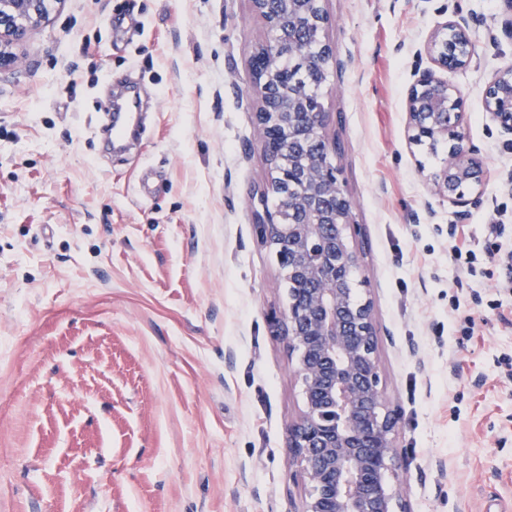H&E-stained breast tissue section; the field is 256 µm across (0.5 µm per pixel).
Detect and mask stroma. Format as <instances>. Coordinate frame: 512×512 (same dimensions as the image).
Segmentation results:
<instances>
[{
	"instance_id": "1",
	"label": "stroma",
	"mask_w": 512,
	"mask_h": 512,
	"mask_svg": "<svg viewBox=\"0 0 512 512\" xmlns=\"http://www.w3.org/2000/svg\"><path fill=\"white\" fill-rule=\"evenodd\" d=\"M323 6L332 160L400 413L395 483L411 512L512 505V280L487 258L512 252V143L483 102L512 65V41L488 43L500 4ZM456 12L476 54L451 80L489 171L462 221L425 180L445 149L406 117L419 49ZM264 37L250 0H51L0 71V512H299L287 427L303 398L268 323L287 299L252 228ZM126 81L145 119L109 159L92 131ZM464 239L470 266L449 258Z\"/></svg>"
}]
</instances>
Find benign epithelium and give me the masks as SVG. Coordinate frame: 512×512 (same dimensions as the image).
Wrapping results in <instances>:
<instances>
[{
  "label": "benign epithelium",
  "mask_w": 512,
  "mask_h": 512,
  "mask_svg": "<svg viewBox=\"0 0 512 512\" xmlns=\"http://www.w3.org/2000/svg\"><path fill=\"white\" fill-rule=\"evenodd\" d=\"M265 40L251 55L256 125L269 170L252 194L253 232L273 255L288 305L270 322L296 355L304 409L288 425V448L309 487L299 512H410L389 481L398 452L397 409L390 406L377 355L372 303L356 296L362 262L352 202L331 155L330 113L322 85L334 56L325 39L323 0H251ZM47 0H0V70L13 67L30 31L48 19ZM432 67L407 98L413 139L448 145V158L427 175L430 192L468 215L487 178L463 131L460 91L443 74L475 56L471 20L446 21L427 36ZM484 107L512 137V67L486 81ZM278 204L269 205V194Z\"/></svg>",
  "instance_id": "7a95c632"
}]
</instances>
